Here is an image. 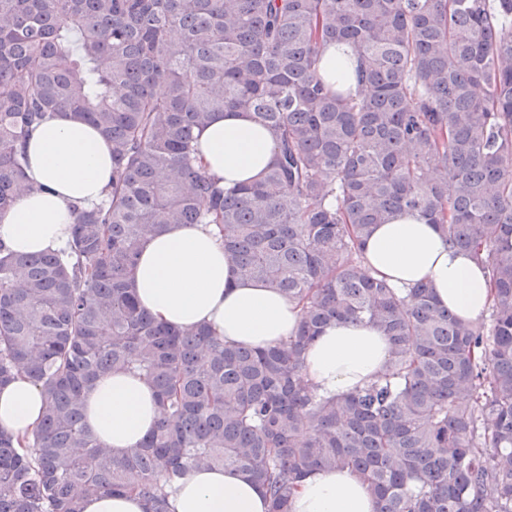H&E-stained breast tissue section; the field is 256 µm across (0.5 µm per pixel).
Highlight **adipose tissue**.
I'll list each match as a JSON object with an SVG mask.
<instances>
[{
    "label": "adipose tissue",
    "instance_id": "ef3b65f1",
    "mask_svg": "<svg viewBox=\"0 0 512 512\" xmlns=\"http://www.w3.org/2000/svg\"><path fill=\"white\" fill-rule=\"evenodd\" d=\"M270 133L246 112H218L199 133L197 152L206 173L224 184L259 181L274 156ZM32 184L0 214V241L23 253L66 249L77 202L91 207L111 191L112 146L95 127L57 115L38 126L25 149ZM366 267L390 285L425 282L440 306L480 321L490 305L488 272L470 253L449 244L418 216L403 213L376 225L368 237ZM133 286L142 307L166 325L206 326L229 344L266 348L296 333L301 306L267 285L238 279L210 224H176L141 245ZM390 358L386 336L364 320L325 326L304 354L303 372L315 392L342 396L376 380ZM44 401L39 387L19 378L0 389V429L23 438L38 426ZM159 418L156 394L142 377L115 372L86 397V424L114 456L144 440ZM174 512H268L264 493L232 471L195 470L171 496ZM291 512H376L367 485L345 469L307 475L294 492Z\"/></svg>",
    "mask_w": 512,
    "mask_h": 512
}]
</instances>
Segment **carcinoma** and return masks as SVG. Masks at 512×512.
Returning <instances> with one entry per match:
<instances>
[{
	"label": "carcinoma",
	"mask_w": 512,
	"mask_h": 512,
	"mask_svg": "<svg viewBox=\"0 0 512 512\" xmlns=\"http://www.w3.org/2000/svg\"><path fill=\"white\" fill-rule=\"evenodd\" d=\"M351 45L357 88L331 85L323 48ZM122 88L115 96L112 88ZM71 110L112 143V189L72 206L63 254L0 242V386L44 398L28 441L0 429V512H79L224 468L290 512L302 478L348 469L377 512H512V0H0V212L30 190L24 147ZM245 111L272 131L264 178L226 188L192 133ZM415 213L487 268L478 323L372 277L371 228ZM213 224L242 279L302 304L297 336L229 347L173 329L130 288L143 240ZM388 337L383 374L322 397L303 353L336 319ZM115 371L147 378L161 418L116 458L84 423Z\"/></svg>",
	"instance_id": "1"
}]
</instances>
